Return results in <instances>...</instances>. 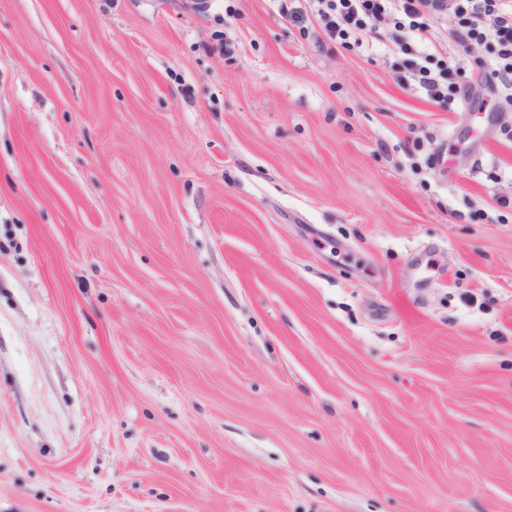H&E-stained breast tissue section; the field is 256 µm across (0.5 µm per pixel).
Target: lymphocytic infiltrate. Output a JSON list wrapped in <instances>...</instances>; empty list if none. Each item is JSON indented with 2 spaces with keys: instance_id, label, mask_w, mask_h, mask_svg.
<instances>
[{
  "instance_id": "lymphocytic-infiltrate-1",
  "label": "lymphocytic infiltrate",
  "mask_w": 512,
  "mask_h": 512,
  "mask_svg": "<svg viewBox=\"0 0 512 512\" xmlns=\"http://www.w3.org/2000/svg\"><path fill=\"white\" fill-rule=\"evenodd\" d=\"M281 14L293 23L318 18L325 36L341 43L363 44L379 27L391 25L390 38L405 58L403 69L418 93L445 106L456 93L453 77L464 68L473 46L487 44L493 60L485 81L512 90V0H289ZM453 15L452 48L436 31L443 16ZM410 30L421 48L410 51L401 33Z\"/></svg>"
}]
</instances>
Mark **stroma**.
Wrapping results in <instances>:
<instances>
[{
	"label": "stroma",
	"mask_w": 512,
	"mask_h": 512,
	"mask_svg": "<svg viewBox=\"0 0 512 512\" xmlns=\"http://www.w3.org/2000/svg\"><path fill=\"white\" fill-rule=\"evenodd\" d=\"M402 59L0 0V512H512V105Z\"/></svg>",
	"instance_id": "stroma-1"
}]
</instances>
